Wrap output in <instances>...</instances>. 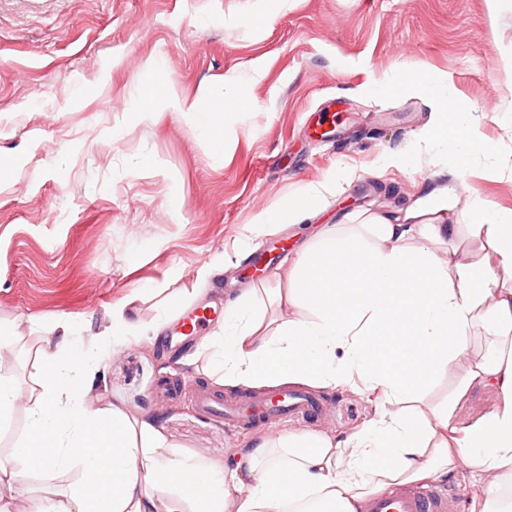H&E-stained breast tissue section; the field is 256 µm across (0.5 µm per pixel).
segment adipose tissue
Returning <instances> with one entry per match:
<instances>
[{
	"instance_id": "1",
	"label": "adipose tissue",
	"mask_w": 512,
	"mask_h": 512,
	"mask_svg": "<svg viewBox=\"0 0 512 512\" xmlns=\"http://www.w3.org/2000/svg\"><path fill=\"white\" fill-rule=\"evenodd\" d=\"M390 88L427 93L438 121L423 136L459 170L491 156L448 84L423 83L401 66L375 90ZM335 188L331 179L301 186L286 212L261 211L254 233L319 214ZM458 202L449 187L417 197L392 219L364 211L355 223L324 228L274 286L228 301L223 324L193 353L230 388L378 394L361 430L260 435L221 463L180 456L157 422L88 399L100 349L123 345L137 328L121 304L100 348L65 334L40 349L26 432L0 462V506L24 475L68 466L80 469V484L47 493L38 512H361L369 495L434 483L463 464L484 485L482 512H512L499 504L512 482V209L474 198L463 227L452 221ZM478 334L486 346L465 377L444 405L428 404L426 387ZM475 384L493 388L496 404L459 422L456 408ZM103 463L112 486L91 491Z\"/></svg>"
}]
</instances>
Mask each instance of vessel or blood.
<instances>
[{"instance_id":"vessel-or-blood-1","label":"vessel or blood","mask_w":512,"mask_h":512,"mask_svg":"<svg viewBox=\"0 0 512 512\" xmlns=\"http://www.w3.org/2000/svg\"><path fill=\"white\" fill-rule=\"evenodd\" d=\"M208 320L205 309H188L180 317L176 332L181 336L198 335ZM198 403L202 410L223 417L225 422L263 426L281 417L307 421L321 409L319 399L298 390L288 391L277 399L255 397L229 404L222 397L204 391L199 394ZM447 508L446 496L432 485L397 486L371 497L365 504V512H446Z\"/></svg>"}]
</instances>
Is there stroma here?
<instances>
[{
	"instance_id": "1",
	"label": "stroma",
	"mask_w": 512,
	"mask_h": 512,
	"mask_svg": "<svg viewBox=\"0 0 512 512\" xmlns=\"http://www.w3.org/2000/svg\"><path fill=\"white\" fill-rule=\"evenodd\" d=\"M401 65L452 85L493 159L459 172L420 138L437 122L421 91L369 94ZM228 77L244 108L227 116L223 148L190 114L144 111L169 92L207 109ZM386 152L408 165H383ZM0 157L14 166L0 185V327L17 335L0 353L14 358L17 390H32L59 321L87 345L128 303L139 329L102 354L92 398L157 420L183 454L221 461L256 430L200 410L198 391L215 383L184 360L197 338H154L162 297L176 298L175 318L195 304L223 309L344 214L395 213L426 192L455 188L462 224L477 195L512 208V4L493 15L487 0H0ZM332 176L341 188L319 215L254 238L274 263L255 269L242 252L198 297H181L258 211ZM318 396L311 427L324 433L353 432L373 413L347 390ZM78 481L74 468L28 474L8 508L37 512L43 488Z\"/></svg>"
}]
</instances>
